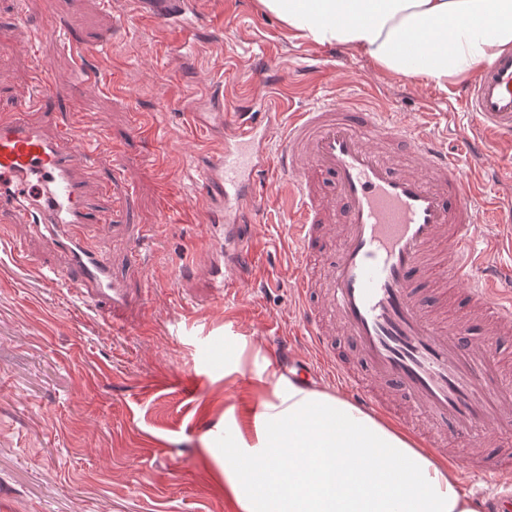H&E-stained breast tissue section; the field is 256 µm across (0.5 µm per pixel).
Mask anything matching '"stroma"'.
I'll use <instances>...</instances> for the list:
<instances>
[{
	"instance_id": "1",
	"label": "stroma",
	"mask_w": 512,
	"mask_h": 512,
	"mask_svg": "<svg viewBox=\"0 0 512 512\" xmlns=\"http://www.w3.org/2000/svg\"><path fill=\"white\" fill-rule=\"evenodd\" d=\"M148 10L149 0H56L50 13L43 0H0V40L13 47L0 63V115L29 98L39 63L50 61V125L102 134L115 150L89 177L91 215L111 207L113 191L134 199L125 226L89 224L85 235L144 289L133 330H113L40 277V267L64 266L48 232L12 224L0 233V512H232L204 447H223L225 409L252 396L246 382L224 381V336L244 337L249 361L270 356L268 336L298 333L291 283L300 259L283 199H266L252 217L258 255L227 293L208 274L224 263V227L203 223L195 194L203 153L224 149L223 128L206 117L213 92L245 89L254 59L277 64L283 115L331 100L390 110L469 160L474 117L458 84L416 83L343 47L292 38L257 0H198L189 42L154 28ZM46 16L59 36L34 44L30 24ZM315 54L326 71L304 73ZM82 76L89 84L78 97ZM475 171L483 199L512 195V145H492ZM139 227L150 231L143 269L128 255ZM426 304L450 321L475 313L462 287L444 283ZM183 375L194 377V393L177 384Z\"/></svg>"
}]
</instances>
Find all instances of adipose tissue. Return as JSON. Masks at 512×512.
Returning a JSON list of instances; mask_svg holds the SVG:
<instances>
[{"mask_svg":"<svg viewBox=\"0 0 512 512\" xmlns=\"http://www.w3.org/2000/svg\"><path fill=\"white\" fill-rule=\"evenodd\" d=\"M293 38L336 44L378 69L439 87L512 53V0H259ZM224 339V380L255 398L224 414L211 454L236 512H480L446 457L389 423L277 370L247 376Z\"/></svg>","mask_w":512,"mask_h":512,"instance_id":"obj_1","label":"adipose tissue"}]
</instances>
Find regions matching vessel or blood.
<instances>
[{"label": "vessel or blood", "instance_id": "b4317fda", "mask_svg": "<svg viewBox=\"0 0 512 512\" xmlns=\"http://www.w3.org/2000/svg\"><path fill=\"white\" fill-rule=\"evenodd\" d=\"M182 0H155L159 28L184 22ZM271 66L254 67V93L234 115L216 110L224 126V151L202 168L196 195L224 203V246L240 263L251 246L242 222L261 196L270 168L289 176L288 199L298 219L290 236L302 269L294 279L299 334L308 357L294 359L302 374L326 376L363 410L399 414L406 429L422 417L432 431L415 430L421 447H478L490 433L512 443V376L505 374L492 341L512 329V272L488 263L499 238L476 235L477 191L471 173L445 144L415 128L389 123L385 113L333 102L293 113L288 123L265 103ZM48 76L38 78L28 101L0 118V224H32L50 231L63 269L42 271L64 279L71 294L126 329L141 303L109 259L78 234L89 223L86 181L78 160L96 162L105 139L49 129L42 111L51 97ZM462 98L479 124L471 131V158L485 152V136L512 140V54L484 64ZM283 133L276 152L268 133ZM132 198L114 197L102 224L121 222ZM447 240L450 264L434 262ZM462 286L487 324L489 338L473 340L463 321L444 323L423 299L426 275ZM340 326L364 365L355 371L337 353ZM471 472L487 480L512 470V456L487 464L472 459Z\"/></svg>", "mask_w": 512, "mask_h": 512}]
</instances>
